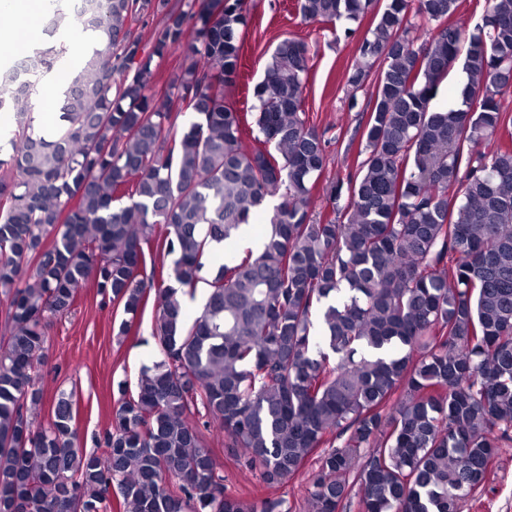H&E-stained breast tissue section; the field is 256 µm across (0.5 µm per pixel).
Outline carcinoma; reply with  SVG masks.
<instances>
[{
  "label": "carcinoma",
  "instance_id": "cac0c4a2",
  "mask_svg": "<svg viewBox=\"0 0 512 512\" xmlns=\"http://www.w3.org/2000/svg\"><path fill=\"white\" fill-rule=\"evenodd\" d=\"M457 3L297 0L311 23L372 16L349 76L355 93L373 79L364 145L324 213L331 139L305 110L304 41L270 53L248 128L226 102L247 0H105L84 21L46 0L53 32L24 84L20 66L0 72V512L114 497L123 512H291L227 490L212 427L269 487L317 455L306 512H460L484 486L494 431L512 432V0H486L473 33ZM73 27L102 48L44 133L38 101L73 54L56 34ZM180 48L190 63L155 91V59ZM275 197L261 249L210 268ZM89 283L122 309L118 337L154 298L160 354L135 390L119 384L101 454L77 447L73 393L45 424L29 414L48 328Z\"/></svg>",
  "mask_w": 512,
  "mask_h": 512
}]
</instances>
